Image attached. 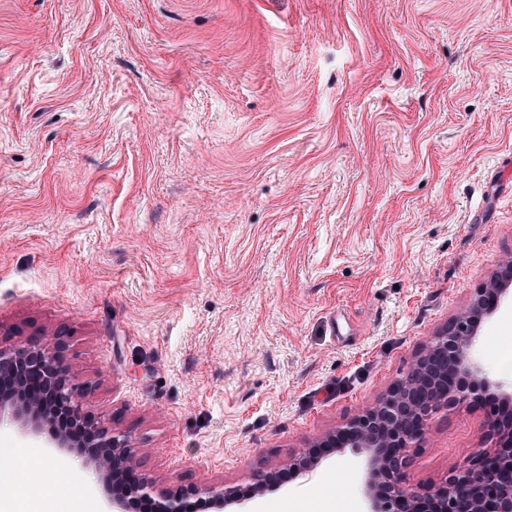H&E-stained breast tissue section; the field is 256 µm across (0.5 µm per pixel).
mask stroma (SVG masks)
<instances>
[{
  "label": "stroma",
  "instance_id": "obj_1",
  "mask_svg": "<svg viewBox=\"0 0 512 512\" xmlns=\"http://www.w3.org/2000/svg\"><path fill=\"white\" fill-rule=\"evenodd\" d=\"M512 261V0H0V347L57 338L156 490L364 512L365 455H319ZM512 307L475 355L510 380ZM488 406L440 413L443 482ZM76 450L0 426V485Z\"/></svg>",
  "mask_w": 512,
  "mask_h": 512
}]
</instances>
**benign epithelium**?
<instances>
[{
	"label": "benign epithelium",
	"instance_id": "7a95c632",
	"mask_svg": "<svg viewBox=\"0 0 512 512\" xmlns=\"http://www.w3.org/2000/svg\"><path fill=\"white\" fill-rule=\"evenodd\" d=\"M504 274L480 288L470 303L432 336L406 374L394 383L378 404L349 419L324 441L327 448H353L367 456L370 481L366 488L369 512H512V421L496 411L488 414L494 444L479 449L468 467L448 475L425 492L406 487V468L412 449L425 440L428 426L443 409L481 403L486 396L512 401V381L492 380L471 354L479 327L509 296L512 262ZM15 374L42 389L38 399L19 392L0 391V418L11 411L34 431L52 424L49 410L67 412L81 426L74 435L51 434L59 448H80V456L94 465L103 483L112 484V507L124 510L121 491L147 499L158 496L157 512H185L184 500L195 489L155 494L138 473L135 450L127 436L106 422L92 418L85 408L91 387L74 383L58 346H18L0 349V375ZM209 499L222 509L237 503L236 490L214 487Z\"/></svg>",
	"mask_w": 512,
	"mask_h": 512
}]
</instances>
